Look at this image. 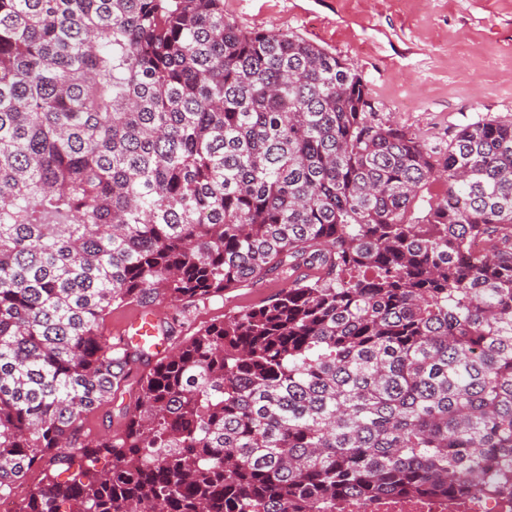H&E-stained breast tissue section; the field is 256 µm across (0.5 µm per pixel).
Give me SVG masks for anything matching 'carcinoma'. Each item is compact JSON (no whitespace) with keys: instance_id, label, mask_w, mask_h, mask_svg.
Masks as SVG:
<instances>
[{"instance_id":"1","label":"carcinoma","mask_w":512,"mask_h":512,"mask_svg":"<svg viewBox=\"0 0 512 512\" xmlns=\"http://www.w3.org/2000/svg\"><path fill=\"white\" fill-rule=\"evenodd\" d=\"M284 273L86 435L113 307ZM37 469L17 512L512 493V119L432 147L224 0H0V498Z\"/></svg>"}]
</instances>
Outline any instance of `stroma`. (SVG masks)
Listing matches in <instances>:
<instances>
[{
  "mask_svg": "<svg viewBox=\"0 0 512 512\" xmlns=\"http://www.w3.org/2000/svg\"><path fill=\"white\" fill-rule=\"evenodd\" d=\"M247 29L296 33L350 63L382 120L447 143L481 118L512 119V0H224ZM268 278L224 300L154 313L175 342L199 324L257 305L285 287Z\"/></svg>",
  "mask_w": 512,
  "mask_h": 512,
  "instance_id": "35a3bbf8",
  "label": "stroma"
}]
</instances>
